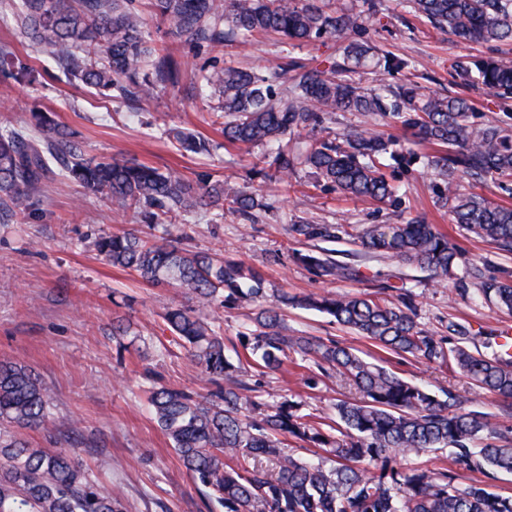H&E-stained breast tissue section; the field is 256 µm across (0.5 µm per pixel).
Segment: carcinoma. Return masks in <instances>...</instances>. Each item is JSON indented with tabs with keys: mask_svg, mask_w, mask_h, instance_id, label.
I'll return each mask as SVG.
<instances>
[{
	"mask_svg": "<svg viewBox=\"0 0 512 512\" xmlns=\"http://www.w3.org/2000/svg\"><path fill=\"white\" fill-rule=\"evenodd\" d=\"M172 24L183 47L200 50L244 40L254 33L277 36L282 50L331 37L341 59L329 65L251 70L216 61L201 68L192 87L207 92L211 115L224 119L225 141L247 147H274L271 165L283 182L304 167L316 181L345 196L385 204L397 188L379 159L403 160L428 141L445 150L428 158L444 190L438 201L453 223L512 250V206L494 204L468 192L457 180L512 178V124L476 125L462 96L426 91L410 81L395 89L364 86L353 74L370 62L403 70L409 62L379 55L350 35L379 13L380 0H362L359 9L336 11L326 0H16L12 4L22 38L44 46L59 76L131 105L179 84L181 57L156 47L145 30L143 5ZM425 18L440 34L462 44L512 41V0H398ZM455 85L482 87L512 97V64L472 57L449 64ZM0 74L36 84L40 72L8 48H0ZM338 112L390 119L411 138L384 137L370 125L339 135L326 126ZM39 137L0 125V215L30 216L39 210L43 187L61 165L67 179L105 196L120 211L135 209L155 233H105L92 246L106 263L128 270L153 287L181 290L192 305L162 314L171 334L187 348L211 385L207 395L160 384L146 401L182 465L222 512H512V495L483 480L459 481V472L488 479L512 474V355L487 356L467 346L465 331L435 336L419 328L413 298L397 303L366 295L327 293L291 296L267 287L264 274L243 262L217 260L183 245L164 219L219 210L242 220L273 204L243 186L201 174L192 179L174 168H158L114 157H90L78 131L53 112L33 114ZM193 153L210 142L187 130L173 132ZM334 224L295 221L287 232L297 240L332 241ZM365 251L393 257L430 273L438 283L458 269L460 252L446 235L418 218L375 224L358 237ZM296 262L320 277L349 279L351 269L318 253L297 251ZM485 297L512 310V283L491 279ZM259 304L239 343L262 374L281 369L292 354L313 360L310 387L336 374L360 394L340 400L334 414L304 411L283 399L268 403L243 380L246 368L225 354L219 308ZM314 309L382 350L409 354L456 367L502 403L504 419L463 411L448 391L437 395L368 362L333 336H290L282 313L288 307ZM53 423L47 389L38 374L19 361H0V512H127L112 493L100 489L90 468L70 451L35 444L30 433ZM293 439L317 449L318 462L283 448ZM426 452L446 453L452 467L398 459Z\"/></svg>",
	"mask_w": 512,
	"mask_h": 512,
	"instance_id": "carcinoma-1",
	"label": "carcinoma"
}]
</instances>
